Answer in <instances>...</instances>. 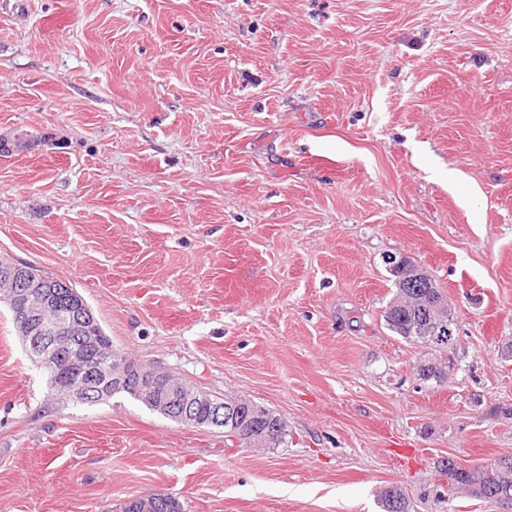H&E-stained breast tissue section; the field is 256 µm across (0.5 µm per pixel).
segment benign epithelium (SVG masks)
<instances>
[{"mask_svg": "<svg viewBox=\"0 0 512 512\" xmlns=\"http://www.w3.org/2000/svg\"><path fill=\"white\" fill-rule=\"evenodd\" d=\"M401 278L421 280L426 276L425 269L412 261L398 263ZM0 281L13 287L8 302L12 303L14 314L20 320V330L25 350L30 358L42 369L58 371L65 361L75 362L79 354L77 348L62 349L57 345L60 336H78L88 345L99 339V322L92 309L77 292L71 294V306L59 317L50 319L47 313L55 309L64 283L36 280L29 276L28 266L11 264L0 266ZM128 361L117 356L101 360L84 369L82 380H57L53 387L60 399L82 397L97 387L106 390L110 386L118 389L127 380ZM136 392L138 399L162 414L176 416L181 424L193 428L224 429L231 438L248 446L265 441L272 444L279 438V426L270 427L260 435H255L246 424L240 422L241 405L236 399H226L219 403L203 389L187 390L172 376L143 367L137 372ZM205 405L209 408L206 423L196 418L194 407Z\"/></svg>", "mask_w": 512, "mask_h": 512, "instance_id": "1", "label": "benign epithelium"}]
</instances>
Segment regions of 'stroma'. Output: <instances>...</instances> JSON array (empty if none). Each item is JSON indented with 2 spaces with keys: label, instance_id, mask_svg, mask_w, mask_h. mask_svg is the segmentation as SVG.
<instances>
[{
  "label": "stroma",
  "instance_id": "1",
  "mask_svg": "<svg viewBox=\"0 0 512 512\" xmlns=\"http://www.w3.org/2000/svg\"><path fill=\"white\" fill-rule=\"evenodd\" d=\"M0 258L112 347L273 410L228 446L129 394L58 402L0 302V512H382L512 453V0H0ZM455 320L390 332L387 256ZM398 267L401 278L406 280H421L426 276L425 269L412 261L399 262ZM398 267L390 266V271L395 277L396 294L393 302L384 311V321L388 329L405 342L438 352L440 358H444L448 352V366L443 367V359L440 361L436 354L432 359H428L424 366L422 362L420 363L422 380L443 383L448 380V370L453 369L448 346L445 347L439 341H434L431 336L424 335L428 325L437 322V312L433 304L444 294L443 290L438 287L432 276L422 283V288H411L397 274ZM416 327L421 331L419 332ZM379 504L383 512H413L408 494L401 488L388 486L379 493Z\"/></svg>",
  "mask_w": 512,
  "mask_h": 512
}]
</instances>
